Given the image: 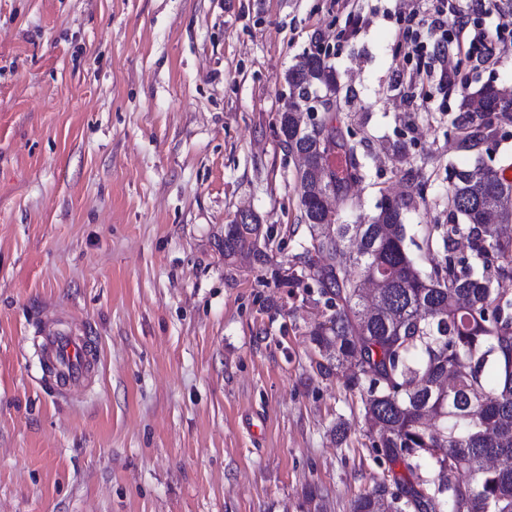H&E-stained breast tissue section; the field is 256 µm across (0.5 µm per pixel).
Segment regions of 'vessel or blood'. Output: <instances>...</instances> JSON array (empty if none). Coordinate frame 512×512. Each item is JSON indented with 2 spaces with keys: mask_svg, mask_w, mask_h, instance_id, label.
<instances>
[{
  "mask_svg": "<svg viewBox=\"0 0 512 512\" xmlns=\"http://www.w3.org/2000/svg\"><path fill=\"white\" fill-rule=\"evenodd\" d=\"M42 362L49 383L59 393L67 395L86 388L98 368V358L87 337L65 333L55 322L39 324Z\"/></svg>",
  "mask_w": 512,
  "mask_h": 512,
  "instance_id": "1",
  "label": "vessel or blood"
}]
</instances>
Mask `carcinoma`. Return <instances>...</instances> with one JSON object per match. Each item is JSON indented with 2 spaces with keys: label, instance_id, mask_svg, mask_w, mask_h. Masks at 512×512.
Returning a JSON list of instances; mask_svg holds the SVG:
<instances>
[{
  "label": "carcinoma",
  "instance_id": "carcinoma-1",
  "mask_svg": "<svg viewBox=\"0 0 512 512\" xmlns=\"http://www.w3.org/2000/svg\"><path fill=\"white\" fill-rule=\"evenodd\" d=\"M288 102L278 112L281 143L302 159L300 220L308 235L295 265L274 279L316 286L327 319L311 331L323 376L346 364L344 386L363 403V421L376 459L407 463L410 477L376 482L353 512H512V236L495 224L512 223V182L493 168L454 169L448 193L452 219L422 242L407 235L404 210L422 185L385 197L360 224L329 215L330 198H348L364 179L361 142L341 130L323 134L303 113L338 97L334 68L312 51L285 75ZM462 109L479 117L512 110V89L482 87ZM272 231L257 217L224 227V263L245 252L268 261ZM415 246L441 257L419 268ZM313 284H308L307 280ZM433 469L419 474V461Z\"/></svg>",
  "mask_w": 512,
  "mask_h": 512
}]
</instances>
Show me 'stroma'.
<instances>
[{
    "label": "stroma",
    "instance_id": "1",
    "mask_svg": "<svg viewBox=\"0 0 512 512\" xmlns=\"http://www.w3.org/2000/svg\"><path fill=\"white\" fill-rule=\"evenodd\" d=\"M432 3L0 0V512H352L406 475L376 461L349 368L316 371L323 306L272 279L307 235L277 114L296 57L330 45L368 162L342 219L411 175L408 233L447 223L451 168L512 164V119L467 149L454 126L465 92L512 86V45L439 89L402 39ZM243 210L273 231L266 267L224 262ZM49 313L100 351L68 399Z\"/></svg>",
    "mask_w": 512,
    "mask_h": 512
}]
</instances>
